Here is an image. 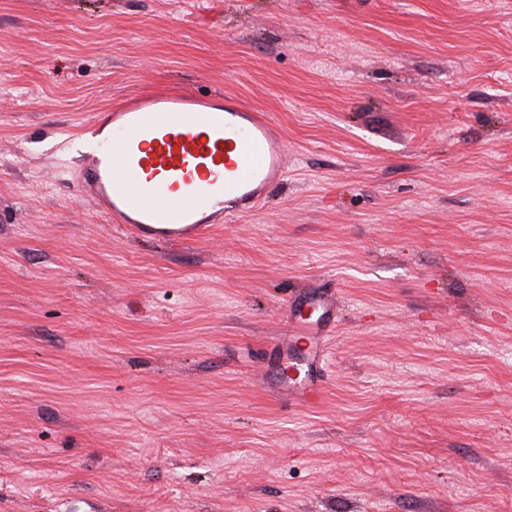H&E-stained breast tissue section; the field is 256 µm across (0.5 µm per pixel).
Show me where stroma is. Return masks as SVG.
I'll use <instances>...</instances> for the list:
<instances>
[{"mask_svg": "<svg viewBox=\"0 0 512 512\" xmlns=\"http://www.w3.org/2000/svg\"><path fill=\"white\" fill-rule=\"evenodd\" d=\"M164 88L288 143L197 243L76 191ZM308 290L315 408L273 353ZM0 512H512V0H0ZM293 304L297 308L296 319L289 330L290 336H296L299 339H309L316 344L315 351L307 360L293 362L291 350L288 347L285 352H280L283 360L288 361L289 370H296L298 373L306 368L305 378H289L288 397L296 400L300 404L315 405L322 399L325 389L318 376L319 369H322L324 363L323 350H317V341L322 335L323 325L330 318H336L337 298L334 293H326L319 296H308L300 294L294 298ZM312 309V311H321L320 316L313 320L311 317L303 316V309Z\"/></svg>", "mask_w": 512, "mask_h": 512, "instance_id": "obj_1", "label": "stroma"}]
</instances>
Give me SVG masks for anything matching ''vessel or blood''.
I'll list each match as a JSON object with an SVG mask.
<instances>
[{
  "instance_id": "b4317fda",
  "label": "vessel or blood",
  "mask_w": 512,
  "mask_h": 512,
  "mask_svg": "<svg viewBox=\"0 0 512 512\" xmlns=\"http://www.w3.org/2000/svg\"><path fill=\"white\" fill-rule=\"evenodd\" d=\"M78 189L111 224L136 237L165 243L203 239L218 225L254 213L283 181L287 141L273 118L220 94L142 93L97 113L85 132ZM290 330L318 341L335 317L337 298L299 295ZM304 378L288 381V395L315 405L325 389L318 376L322 350L296 362Z\"/></svg>"
}]
</instances>
